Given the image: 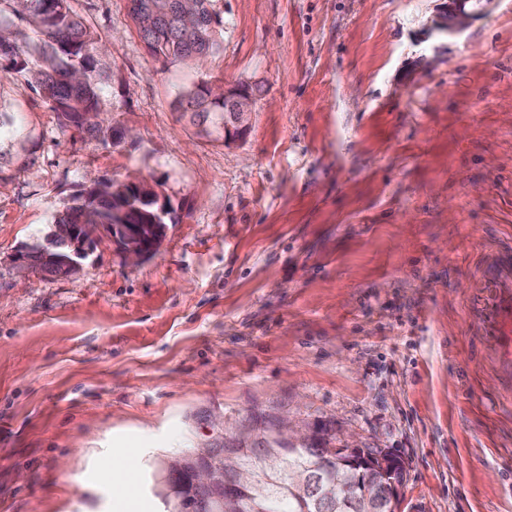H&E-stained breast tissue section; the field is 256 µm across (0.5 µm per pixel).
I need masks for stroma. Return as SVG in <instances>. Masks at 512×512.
Returning a JSON list of instances; mask_svg holds the SVG:
<instances>
[{
    "label": "stroma",
    "instance_id": "35a3bbf8",
    "mask_svg": "<svg viewBox=\"0 0 512 512\" xmlns=\"http://www.w3.org/2000/svg\"><path fill=\"white\" fill-rule=\"evenodd\" d=\"M439 0H217L220 50L150 57L128 0H71L111 70L110 143L0 77V512H165V463L289 413L406 463L401 512H512V392L466 299L512 244V0L431 32ZM256 86L225 143L174 102ZM142 180L172 224L136 265L16 284L88 177Z\"/></svg>",
    "mask_w": 512,
    "mask_h": 512
}]
</instances>
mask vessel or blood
Segmentation results:
<instances>
[{"label": "vessel or blood", "mask_w": 512, "mask_h": 512, "mask_svg": "<svg viewBox=\"0 0 512 512\" xmlns=\"http://www.w3.org/2000/svg\"><path fill=\"white\" fill-rule=\"evenodd\" d=\"M467 312L481 324L490 359L503 385L512 391V245L479 267Z\"/></svg>", "instance_id": "b4317fda"}]
</instances>
